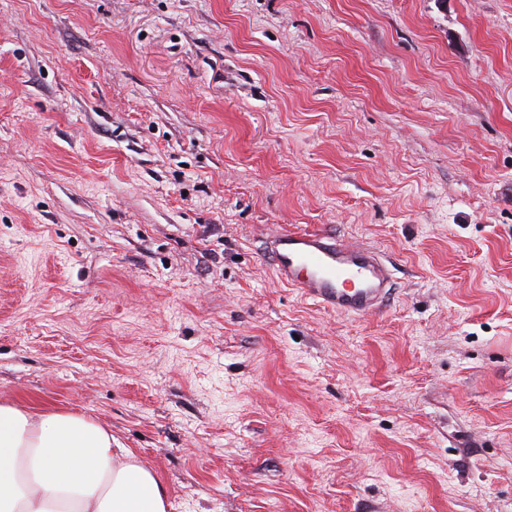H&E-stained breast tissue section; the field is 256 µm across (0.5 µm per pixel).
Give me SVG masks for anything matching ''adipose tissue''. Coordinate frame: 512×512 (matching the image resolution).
I'll list each match as a JSON object with an SVG mask.
<instances>
[{
	"instance_id": "ef3b65f1",
	"label": "adipose tissue",
	"mask_w": 512,
	"mask_h": 512,
	"mask_svg": "<svg viewBox=\"0 0 512 512\" xmlns=\"http://www.w3.org/2000/svg\"><path fill=\"white\" fill-rule=\"evenodd\" d=\"M168 490L103 425L0 404V512H167Z\"/></svg>"
}]
</instances>
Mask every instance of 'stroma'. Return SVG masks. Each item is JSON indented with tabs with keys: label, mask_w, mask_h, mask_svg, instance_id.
Instances as JSON below:
<instances>
[{
	"label": "stroma",
	"mask_w": 512,
	"mask_h": 512,
	"mask_svg": "<svg viewBox=\"0 0 512 512\" xmlns=\"http://www.w3.org/2000/svg\"><path fill=\"white\" fill-rule=\"evenodd\" d=\"M386 258L376 315L265 235ZM167 512H512V0H0V404ZM265 239L271 265L288 288L336 314L366 316L383 310L392 271L374 248L322 230L282 229Z\"/></svg>",
	"instance_id": "stroma-1"
}]
</instances>
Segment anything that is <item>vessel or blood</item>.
Here are the masks:
<instances>
[{"label":"vessel or blood","mask_w":512,"mask_h":512,"mask_svg":"<svg viewBox=\"0 0 512 512\" xmlns=\"http://www.w3.org/2000/svg\"><path fill=\"white\" fill-rule=\"evenodd\" d=\"M267 255L280 281L330 311L366 316L383 310L392 272L371 247L318 231L267 234Z\"/></svg>","instance_id":"1"}]
</instances>
